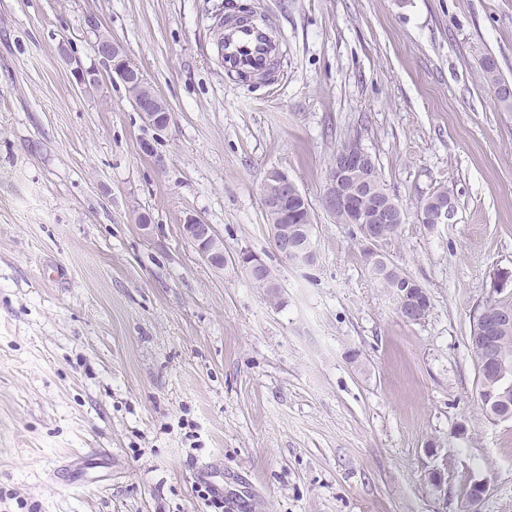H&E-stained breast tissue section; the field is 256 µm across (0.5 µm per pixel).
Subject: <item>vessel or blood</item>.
Segmentation results:
<instances>
[{"label":"vessel or blood","instance_id":"vessel-or-blood-1","mask_svg":"<svg viewBox=\"0 0 512 512\" xmlns=\"http://www.w3.org/2000/svg\"><path fill=\"white\" fill-rule=\"evenodd\" d=\"M281 52V40L268 22L234 19L224 26L221 60L225 70L258 75Z\"/></svg>","mask_w":512,"mask_h":512}]
</instances>
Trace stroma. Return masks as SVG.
Masks as SVG:
<instances>
[{"mask_svg":"<svg viewBox=\"0 0 512 512\" xmlns=\"http://www.w3.org/2000/svg\"><path fill=\"white\" fill-rule=\"evenodd\" d=\"M227 3L281 37L271 80L220 65ZM101 34L168 102L166 132L106 76ZM488 56L512 86V0H0V512H202L201 482L235 512H468L482 482L480 512H512V419L483 411L469 348L482 304L512 301V107ZM354 138L406 209L384 250L427 289L421 322L322 207ZM272 168L312 208L310 267L273 248ZM441 187L453 223L420 224ZM481 68L483 72V79L485 80V82L491 83L499 88L500 95H498V97L500 98V100L503 102L510 101L512 98L511 88H509V86L506 85L505 83H501L499 78L498 67L494 59L489 57L485 58L481 62ZM182 235L196 249L201 258L216 269L224 267V240L212 224L188 217L181 224ZM241 270L253 282L256 288H261L266 295H276L282 292L279 277L275 269L269 265L261 256L243 251L235 259Z\"/></svg>","mask_w":512,"mask_h":512,"instance_id":"obj_1","label":"stroma"}]
</instances>
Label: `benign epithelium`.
Instances as JSON below:
<instances>
[{
	"label": "benign epithelium",
	"instance_id": "1",
	"mask_svg": "<svg viewBox=\"0 0 512 512\" xmlns=\"http://www.w3.org/2000/svg\"><path fill=\"white\" fill-rule=\"evenodd\" d=\"M96 54L109 63L110 76L120 81L130 93V101L142 120L158 132L167 130L171 111L148 83L141 70L128 58L123 47L112 39L100 36L95 44ZM261 202L269 220L271 239L280 258L296 268L315 264L317 253L312 240L311 226L286 224L283 202L293 195L305 196L288 174L277 168L267 172L260 188ZM323 209L331 216L341 215L355 226L363 242L366 264L382 267L386 273H397L396 265L387 257L383 246L387 242L386 224H401L405 212L396 198L381 190L375 161L357 140L346 142L334 156L330 175L322 196ZM456 213L455 198L448 192H434L417 212L419 223L432 228L450 223ZM182 235L196 249L201 258L216 269L224 268V240L215 227L199 218L189 217L181 225ZM253 284L269 295L280 293L279 277L275 269L261 256L243 251L234 259ZM408 288L396 289L395 300L401 317L408 322H420L428 311V295L410 299L411 289L418 284L406 279ZM490 298L482 305L477 323L483 335L471 336L470 347L476 353L479 365L492 374L485 384L489 394L488 406L508 405L509 389L505 388L512 374V360L494 354L493 336L512 329V309L496 305Z\"/></svg>",
	"mask_w": 512,
	"mask_h": 512
}]
</instances>
